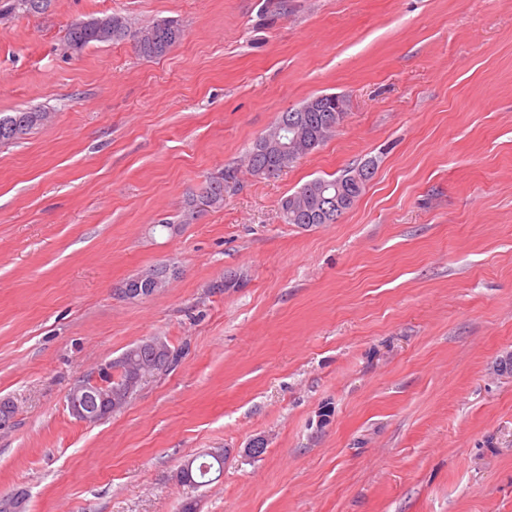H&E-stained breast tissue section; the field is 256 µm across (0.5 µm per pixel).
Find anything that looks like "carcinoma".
Segmentation results:
<instances>
[{
	"label": "carcinoma",
	"mask_w": 512,
	"mask_h": 512,
	"mask_svg": "<svg viewBox=\"0 0 512 512\" xmlns=\"http://www.w3.org/2000/svg\"><path fill=\"white\" fill-rule=\"evenodd\" d=\"M50 0H0V17H6L22 10L38 13L49 6ZM180 25L168 18H161L144 29H134L127 17L112 13L92 19L85 27L73 26L67 36L66 46L74 55H80L94 43H109L129 39L136 51L146 58L166 55L181 40ZM295 114V127L285 131L282 139L294 146L281 152L264 143L258 137L246 153L247 167L255 176L273 177L290 167L297 160L314 152L332 134L336 124V104L330 98L318 95L305 100L300 106L287 110ZM46 112L32 110L16 112L5 117L0 116V144L22 139L42 125ZM375 163L368 160L355 167L345 169L338 176L314 178L296 192L285 197L281 202L283 220L287 224L309 227L324 223L319 214L323 198L336 195V187L351 189V199L346 209H351L363 193L367 180L371 179ZM237 181V169L228 167L218 177H213L203 184L213 197L212 207L224 204V188L227 183ZM141 345L126 350L116 365L122 370L112 373V387L123 386L127 378L126 366L138 368L149 361L148 352H140ZM224 472V457L208 455L204 461L194 459L187 461L179 470V481L191 488L211 482Z\"/></svg>",
	"instance_id": "carcinoma-1"
}]
</instances>
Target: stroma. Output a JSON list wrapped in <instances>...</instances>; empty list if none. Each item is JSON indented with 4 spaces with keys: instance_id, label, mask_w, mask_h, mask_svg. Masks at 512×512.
I'll use <instances>...</instances> for the list:
<instances>
[{
    "instance_id": "1",
    "label": "stroma",
    "mask_w": 512,
    "mask_h": 512,
    "mask_svg": "<svg viewBox=\"0 0 512 512\" xmlns=\"http://www.w3.org/2000/svg\"><path fill=\"white\" fill-rule=\"evenodd\" d=\"M52 0L0 19V498L25 512H512V0ZM171 17L70 55V25ZM336 94L334 136L241 168L277 114ZM374 160L334 224L280 201ZM224 204L183 201L224 168ZM165 219L171 233L153 232ZM161 263L167 288L123 298ZM236 275L238 287L214 282ZM176 358L88 424L70 389L140 341ZM264 451L249 454L254 440ZM227 451L219 481L184 460ZM91 25L72 26L68 32L66 46L74 55L94 43H109L129 39L136 51L146 58L166 55L181 40L180 25L168 18L157 19L144 29H132L127 17L112 13L90 19ZM46 115L42 110L15 112L13 115L0 116V144L23 139L34 129L41 126ZM203 456L208 459L196 463L197 458L188 460L179 470V481L186 486L196 488L199 484L211 482L224 472V456L226 457L227 451L224 450V455L217 457L218 452L211 450ZM215 455V456H214ZM214 476V477H213Z\"/></svg>"
}]
</instances>
